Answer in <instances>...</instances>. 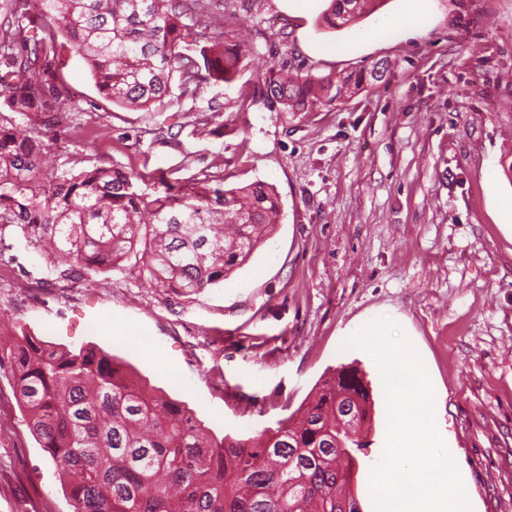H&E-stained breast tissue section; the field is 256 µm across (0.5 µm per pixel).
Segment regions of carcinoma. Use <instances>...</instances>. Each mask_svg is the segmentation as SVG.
<instances>
[{"mask_svg": "<svg viewBox=\"0 0 512 512\" xmlns=\"http://www.w3.org/2000/svg\"><path fill=\"white\" fill-rule=\"evenodd\" d=\"M14 0L0 33V243L14 232L43 247L64 277L137 271L152 288L192 295L244 265L281 215L274 188L188 178L165 191L118 167L78 172L45 158L17 117L61 104L38 82L70 46L97 89L129 108H161L178 82L196 96L239 71L236 33L205 15L181 22V0ZM376 0H330L327 29L355 24ZM365 77L269 75L267 101L311 112ZM27 425L68 481L73 512H360L352 491L368 386L355 367L322 380L304 408L253 439L205 432L185 405L132 379L95 345L66 347L20 328L0 344Z\"/></svg>", "mask_w": 512, "mask_h": 512, "instance_id": "cac0c4a2", "label": "carcinoma"}]
</instances>
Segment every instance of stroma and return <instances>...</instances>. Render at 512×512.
Segmentation results:
<instances>
[{
	"label": "stroma",
	"instance_id": "obj_1",
	"mask_svg": "<svg viewBox=\"0 0 512 512\" xmlns=\"http://www.w3.org/2000/svg\"><path fill=\"white\" fill-rule=\"evenodd\" d=\"M383 0L348 29L317 19L328 0H224L225 29L246 26L229 81L193 98L172 88L160 111L113 104L76 51L46 80L62 112L21 119L49 134L62 169L120 167L170 181L207 176L272 184L282 216L230 278L185 297L138 272L47 273L36 245L0 246V336L93 343L150 387L185 402L205 430L238 439L298 410L335 368L357 365L373 420L354 479L372 512L387 403L377 364L341 350L378 317L398 323L428 368L439 430L455 451L473 512H512V0ZM386 75L311 112L270 108L264 76ZM52 489L42 497L39 486ZM0 512H73L0 369Z\"/></svg>",
	"mask_w": 512,
	"mask_h": 512
}]
</instances>
